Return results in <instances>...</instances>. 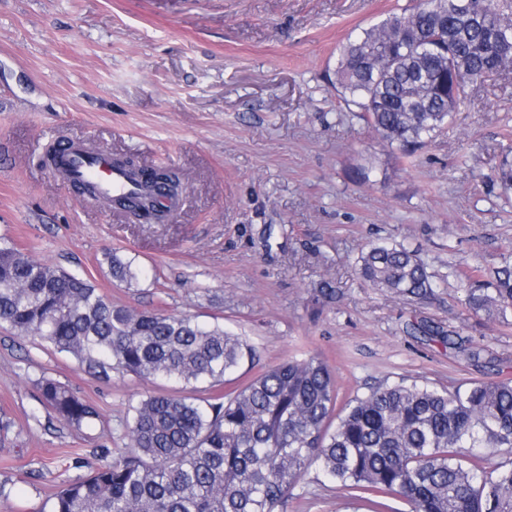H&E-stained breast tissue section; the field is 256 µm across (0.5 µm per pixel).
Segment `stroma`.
Listing matches in <instances>:
<instances>
[{
  "mask_svg": "<svg viewBox=\"0 0 512 512\" xmlns=\"http://www.w3.org/2000/svg\"><path fill=\"white\" fill-rule=\"evenodd\" d=\"M413 0H0V244L91 282L137 310L199 314L255 348L240 381L318 353L343 395L382 384L512 379V311L474 312L462 276L512 262V192L495 178L512 145V72L470 82L415 163L401 159L332 85L349 35ZM89 142L164 164L183 186L175 216L141 224L77 199L42 166L47 145ZM368 243L417 251L429 299L370 288ZM120 251L148 275L112 279ZM427 320L481 348L473 363L407 332ZM52 377L101 414L74 430L48 417ZM155 385L104 381L0 324V512H48L89 474L90 448L123 447L128 407ZM276 512H353L309 470Z\"/></svg>",
  "mask_w": 512,
  "mask_h": 512,
  "instance_id": "1",
  "label": "stroma"
}]
</instances>
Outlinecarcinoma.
<instances>
[{"mask_svg":"<svg viewBox=\"0 0 512 512\" xmlns=\"http://www.w3.org/2000/svg\"><path fill=\"white\" fill-rule=\"evenodd\" d=\"M512 71V0H417L405 12L349 36L336 63L346 105L388 145L411 158L452 118L468 80ZM112 278L128 286L144 270L112 252ZM373 288L410 301L433 295L424 260L402 245L361 249ZM476 312L507 318L512 266L490 279L466 276ZM0 323L39 340L102 377L112 371L179 384L130 405L123 448H95L98 464L63 485L50 512H275L313 465L348 492L402 499L410 512H512V462L482 465L476 448H512V379L434 386L399 382L338 404L334 371L314 354L292 356L232 384L254 360L244 337L188 314L115 304L87 279L0 247ZM467 359L480 351L454 331L420 323ZM40 400L77 430L94 405L57 380L38 379Z\"/></svg>","mask_w":512,"mask_h":512,"instance_id":"1","label":"carcinoma"}]
</instances>
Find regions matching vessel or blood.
<instances>
[{
    "label": "vessel or blood",
    "mask_w": 512,
    "mask_h": 512,
    "mask_svg": "<svg viewBox=\"0 0 512 512\" xmlns=\"http://www.w3.org/2000/svg\"><path fill=\"white\" fill-rule=\"evenodd\" d=\"M50 168L65 180L91 185L102 203L138 190L128 172L119 164L113 163L110 153L81 144L72 145L61 152Z\"/></svg>",
    "instance_id": "obj_1"
}]
</instances>
